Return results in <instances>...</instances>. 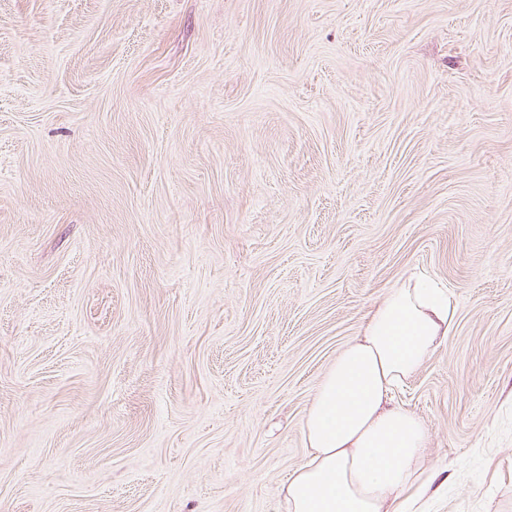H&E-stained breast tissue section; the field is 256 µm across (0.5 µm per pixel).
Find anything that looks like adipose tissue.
Segmentation results:
<instances>
[{"label":"adipose tissue","mask_w":512,"mask_h":512,"mask_svg":"<svg viewBox=\"0 0 512 512\" xmlns=\"http://www.w3.org/2000/svg\"><path fill=\"white\" fill-rule=\"evenodd\" d=\"M454 322L449 296L429 281L412 277L386 290L318 386L304 426L310 453L282 488L285 512H404L427 430L393 393Z\"/></svg>","instance_id":"obj_1"}]
</instances>
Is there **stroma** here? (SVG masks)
<instances>
[{"mask_svg": "<svg viewBox=\"0 0 512 512\" xmlns=\"http://www.w3.org/2000/svg\"><path fill=\"white\" fill-rule=\"evenodd\" d=\"M411 512H512V0H0V512H283L410 273Z\"/></svg>", "mask_w": 512, "mask_h": 512, "instance_id": "1", "label": "stroma"}]
</instances>
